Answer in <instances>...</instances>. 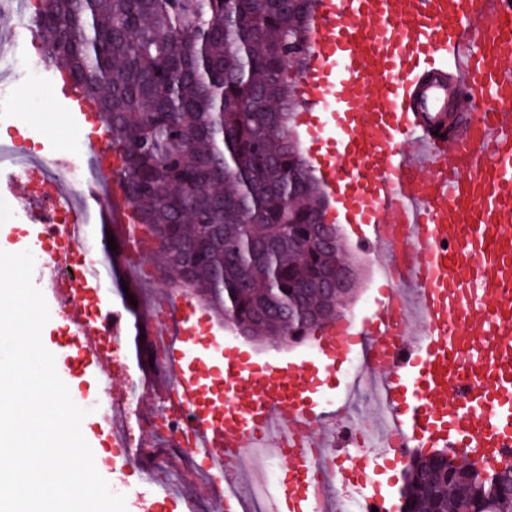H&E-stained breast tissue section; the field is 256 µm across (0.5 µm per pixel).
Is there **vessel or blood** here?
Returning a JSON list of instances; mask_svg holds the SVG:
<instances>
[{
    "mask_svg": "<svg viewBox=\"0 0 512 512\" xmlns=\"http://www.w3.org/2000/svg\"><path fill=\"white\" fill-rule=\"evenodd\" d=\"M297 93V121L312 138L319 179L360 245L379 264L398 247L414 262L382 289L372 317L331 324L312 336L318 356L258 364L207 329V311L180 294L160 305L183 319L167 358L168 385L189 417L194 446L220 470L228 491L250 478V460L282 459L303 433L289 471L272 487V512H341L313 499L310 449L335 445L343 404L318 401L336 386V367L360 339L396 326L406 337L389 358H369L361 383L380 382L389 417L380 456L357 465L397 469L394 442L456 448L467 459L512 448V0H317ZM452 53L465 122L448 127V84L438 58ZM59 104L75 125L90 123L98 179L70 203L72 240L90 219L121 229L123 256L141 267L143 225L112 179V156L97 117L63 85ZM111 266L88 263L68 282L75 300L98 302L104 321L122 314L96 296ZM404 305L394 309L392 296ZM253 457H246V449Z\"/></svg>",
    "mask_w": 512,
    "mask_h": 512,
    "instance_id": "obj_1",
    "label": "vessel or blood"
}]
</instances>
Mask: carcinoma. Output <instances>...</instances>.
Returning a JSON list of instances; mask_svg holds the SVG:
<instances>
[{"label":"carcinoma","instance_id":"1","mask_svg":"<svg viewBox=\"0 0 512 512\" xmlns=\"http://www.w3.org/2000/svg\"><path fill=\"white\" fill-rule=\"evenodd\" d=\"M317 0H36L43 55L110 134L163 267L224 324L302 338L336 261L329 203L294 133ZM415 451L398 512H512V462Z\"/></svg>","mask_w":512,"mask_h":512}]
</instances>
